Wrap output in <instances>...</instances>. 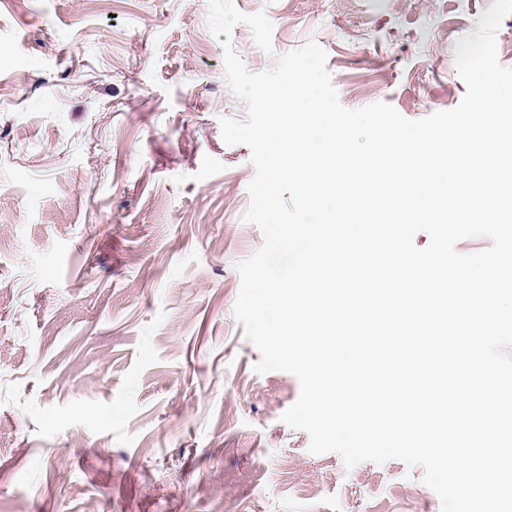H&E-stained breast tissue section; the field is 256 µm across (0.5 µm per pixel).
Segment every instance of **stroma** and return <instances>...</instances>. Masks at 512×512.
Returning <instances> with one entry per match:
<instances>
[{"label":"stroma","mask_w":512,"mask_h":512,"mask_svg":"<svg viewBox=\"0 0 512 512\" xmlns=\"http://www.w3.org/2000/svg\"><path fill=\"white\" fill-rule=\"evenodd\" d=\"M493 0H235L254 73L308 42L341 104L455 108ZM208 0H0V512H442L422 468L346 469L282 422L235 320L255 170Z\"/></svg>","instance_id":"obj_1"}]
</instances>
